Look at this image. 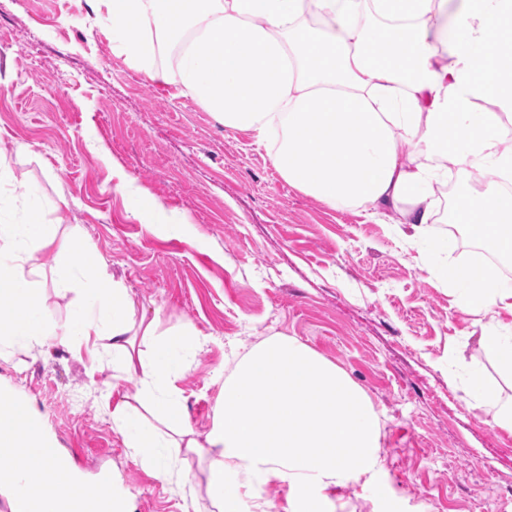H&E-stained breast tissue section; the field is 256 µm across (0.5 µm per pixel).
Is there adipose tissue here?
<instances>
[{
  "mask_svg": "<svg viewBox=\"0 0 512 512\" xmlns=\"http://www.w3.org/2000/svg\"><path fill=\"white\" fill-rule=\"evenodd\" d=\"M112 21V49L160 85L201 104L226 129L249 133L273 157L288 184L337 211L399 214L400 234L421 243L422 264L456 248L432 238L434 196L449 165L485 175L463 187L452 223L482 247L459 264L440 265L441 280L467 313H512V285L489 268L485 246L512 252V194L494 177L512 169V0H87ZM177 52L160 68L162 47ZM115 186L127 211L182 237L185 219L133 187L120 165ZM27 217L0 199V350H34L60 339L98 369L112 352L117 378L137 393L112 397V428L160 481L178 465L203 460L207 506L192 512H274L264 486L286 491L283 512H334L351 482L383 496L382 425L370 397L332 362L291 336L251 347L225 379L216 421L206 436L188 424L178 380L203 350L194 326L165 329L140 310L103 258L60 239L66 221ZM71 297V318L43 310L42 278ZM473 409L512 431V399L502 400L480 371L467 392ZM0 447L28 449L34 462L60 455L36 419L0 415Z\"/></svg>",
  "mask_w": 512,
  "mask_h": 512,
  "instance_id": "1",
  "label": "adipose tissue"
}]
</instances>
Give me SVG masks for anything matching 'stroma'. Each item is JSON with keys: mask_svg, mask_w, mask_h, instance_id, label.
I'll return each mask as SVG.
<instances>
[{"mask_svg": "<svg viewBox=\"0 0 512 512\" xmlns=\"http://www.w3.org/2000/svg\"><path fill=\"white\" fill-rule=\"evenodd\" d=\"M0 159L53 223L60 200L78 241L124 280L163 328L193 325L209 342L179 382L199 434L214 423L231 345L281 333L336 364L372 399L388 477L382 501L349 485L336 512H512V432L471 409L479 367L502 399L512 376L483 334L512 314L462 312L435 268L386 216L337 211L281 177L249 134L225 131L196 101L153 84L112 50V24L86 0H0ZM165 210L182 238L128 214L113 163ZM111 363L90 371L61 346L0 357V396L21 401L88 483L119 479L134 512H185L182 487L135 462L112 429Z\"/></svg>", "mask_w": 512, "mask_h": 512, "instance_id": "1", "label": "stroma"}]
</instances>
